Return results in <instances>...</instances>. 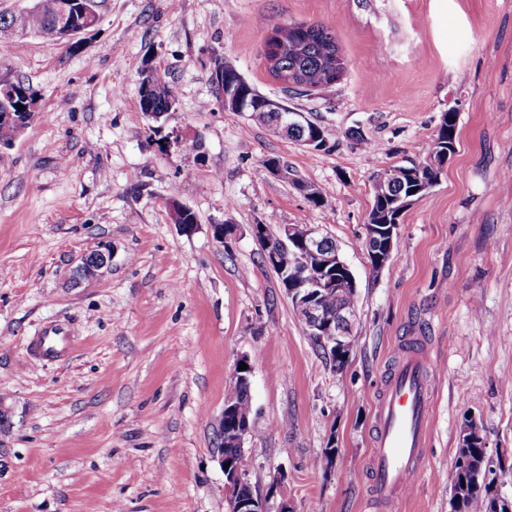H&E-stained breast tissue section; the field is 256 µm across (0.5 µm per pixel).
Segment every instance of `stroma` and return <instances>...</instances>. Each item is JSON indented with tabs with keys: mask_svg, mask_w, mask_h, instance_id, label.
I'll return each instance as SVG.
<instances>
[{
	"mask_svg": "<svg viewBox=\"0 0 512 512\" xmlns=\"http://www.w3.org/2000/svg\"><path fill=\"white\" fill-rule=\"evenodd\" d=\"M302 22L333 31L347 70L330 90L291 97L265 38ZM218 57L336 136L313 150L225 111L210 79ZM147 63L178 99L156 122L140 107ZM0 74L39 96L0 148V396L13 409L0 512H229L213 448L244 356L256 493L280 475L294 512H450L471 419L486 481L512 500V0H106L79 46L0 45ZM451 108L455 158L372 274V179L423 161ZM271 157L287 178L266 170ZM173 203L195 212L193 231L172 223ZM227 221L237 231L222 244L211 227ZM255 224H314L335 240L357 282L344 367L305 334ZM104 242L109 267L73 286V268ZM49 326L68 342L42 356ZM413 336L442 384L425 469L385 505L370 496L373 404ZM329 448L331 467L313 469Z\"/></svg>",
	"mask_w": 512,
	"mask_h": 512,
	"instance_id": "35a3bbf8",
	"label": "stroma"
}]
</instances>
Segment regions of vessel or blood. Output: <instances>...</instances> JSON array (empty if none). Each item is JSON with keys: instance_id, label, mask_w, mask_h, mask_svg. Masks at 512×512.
Here are the masks:
<instances>
[{"instance_id": "1", "label": "vessel or blood", "mask_w": 512, "mask_h": 512, "mask_svg": "<svg viewBox=\"0 0 512 512\" xmlns=\"http://www.w3.org/2000/svg\"><path fill=\"white\" fill-rule=\"evenodd\" d=\"M437 385V369L428 353L411 349L398 355L374 410L368 468L376 500L393 503L403 498L422 469Z\"/></svg>"}]
</instances>
